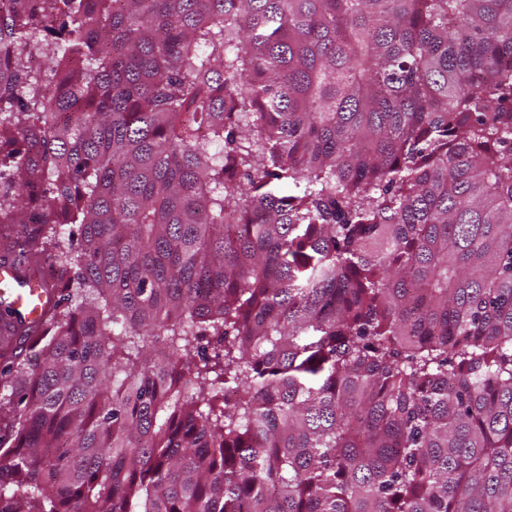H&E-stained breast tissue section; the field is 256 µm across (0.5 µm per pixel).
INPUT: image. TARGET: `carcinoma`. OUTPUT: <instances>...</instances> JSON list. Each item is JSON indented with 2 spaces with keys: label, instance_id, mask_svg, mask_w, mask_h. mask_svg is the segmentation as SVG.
<instances>
[{
  "label": "carcinoma",
  "instance_id": "carcinoma-1",
  "mask_svg": "<svg viewBox=\"0 0 512 512\" xmlns=\"http://www.w3.org/2000/svg\"><path fill=\"white\" fill-rule=\"evenodd\" d=\"M0 224L9 512H512V0H0ZM49 296H52L50 288H42L38 283L31 282V288L14 295L13 303L15 307L24 308L27 311L28 322L37 323Z\"/></svg>",
  "mask_w": 512,
  "mask_h": 512
}]
</instances>
